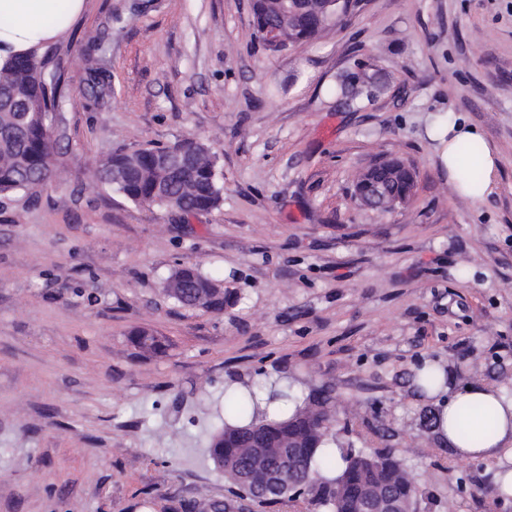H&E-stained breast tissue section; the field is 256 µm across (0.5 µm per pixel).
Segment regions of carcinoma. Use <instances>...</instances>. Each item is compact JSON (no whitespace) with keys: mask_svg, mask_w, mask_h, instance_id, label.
I'll return each mask as SVG.
<instances>
[{"mask_svg":"<svg viewBox=\"0 0 512 512\" xmlns=\"http://www.w3.org/2000/svg\"><path fill=\"white\" fill-rule=\"evenodd\" d=\"M254 29L260 40L268 31L277 32L279 45L265 44L272 52L307 43L345 20L347 13L333 14L326 0H251ZM58 65L48 53L34 51L0 68V197L45 186L54 177V142L48 131L47 115L58 108L60 77ZM88 94L98 99L111 85L110 76L97 62L88 67ZM384 92L374 75L361 68L336 84V97L349 104L370 101ZM191 152L187 168L171 166L169 148H140L112 154L99 160L94 181L112 187L136 204L177 210L185 215L209 212L223 201L218 158L200 141L184 140ZM379 178L396 206L409 205L417 186L416 169L398 159L378 167ZM175 277L192 282V288H168L166 292L187 308L222 312L230 293L222 285L192 267L179 268ZM136 346L158 355L162 338L139 328L133 333ZM224 426L210 437L207 453L215 467L252 501L277 504L301 496L327 512H360L366 496L388 492L402 504H411L418 489L401 463L389 456L349 450L346 468L339 478L319 480L315 461L329 467L334 451L323 447L334 420L328 398L317 407L298 409L280 421L259 419L254 392L235 394L224 401ZM493 422L478 407L469 408L459 427L472 441L492 430ZM281 469L277 495L258 492L266 472Z\"/></svg>","mask_w":512,"mask_h":512,"instance_id":"carcinoma-1","label":"carcinoma"}]
</instances>
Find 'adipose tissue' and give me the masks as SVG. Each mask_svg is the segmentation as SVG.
<instances>
[{"label": "adipose tissue", "instance_id": "adipose-tissue-1", "mask_svg": "<svg viewBox=\"0 0 512 512\" xmlns=\"http://www.w3.org/2000/svg\"><path fill=\"white\" fill-rule=\"evenodd\" d=\"M85 8L86 0H0V67L61 38ZM429 136L436 144V161L458 195L480 202L493 193L499 157L482 133L448 115L433 122ZM463 143L479 149L474 163L482 175L480 186L461 175L464 161L457 149ZM430 396L436 406L433 430L452 458L492 465L512 461V397L485 383L453 381L437 382ZM467 406L486 408L495 420L493 431L475 442L458 432L460 411Z\"/></svg>", "mask_w": 512, "mask_h": 512}]
</instances>
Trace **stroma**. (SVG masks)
Instances as JSON below:
<instances>
[{
    "label": "stroma",
    "mask_w": 512,
    "mask_h": 512,
    "mask_svg": "<svg viewBox=\"0 0 512 512\" xmlns=\"http://www.w3.org/2000/svg\"><path fill=\"white\" fill-rule=\"evenodd\" d=\"M60 65L55 180L0 199V512H203L236 489L209 459L229 379L329 387L341 448L391 454L415 512H512L497 467L451 459L426 362L512 394V0H357L345 24L272 52L250 0H87ZM112 75L86 95L87 56ZM387 83L346 105L337 78ZM454 113L499 156L495 191L455 194L428 119ZM205 141L222 205L183 216L94 183L118 151ZM417 171L409 208L353 198L381 159ZM193 266L223 312L164 292ZM147 328L165 354L142 353Z\"/></svg>",
    "instance_id": "stroma-1"
}]
</instances>
